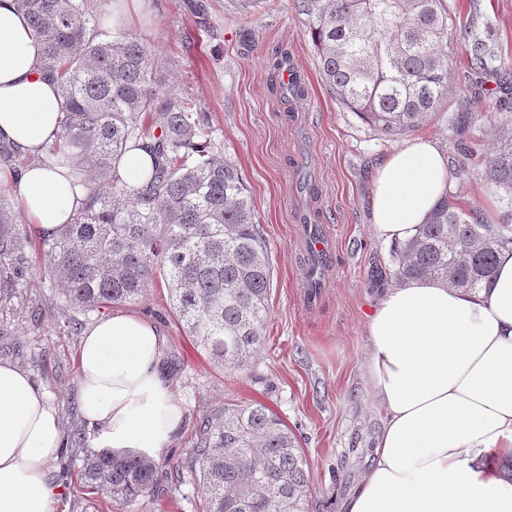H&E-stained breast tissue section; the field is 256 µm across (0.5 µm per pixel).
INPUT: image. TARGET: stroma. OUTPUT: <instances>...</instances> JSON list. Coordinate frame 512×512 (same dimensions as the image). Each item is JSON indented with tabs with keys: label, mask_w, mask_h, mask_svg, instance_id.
<instances>
[{
	"label": "stroma",
	"mask_w": 512,
	"mask_h": 512,
	"mask_svg": "<svg viewBox=\"0 0 512 512\" xmlns=\"http://www.w3.org/2000/svg\"><path fill=\"white\" fill-rule=\"evenodd\" d=\"M453 24L490 35L491 68L473 73L464 50L450 61L448 99L413 131L389 139L342 106L325 84L303 19L291 0H138L124 32L155 52L156 85L193 102L214 131L216 157L240 169L263 228L273 268L265 344L251 367H214L172 313L170 293L156 285L124 313L159 325L163 364L184 420L157 468L160 498L114 502L86 490L78 470L95 433L79 403L78 350L83 329L61 310L39 271V230L27 225L29 264L21 288L0 292V361L29 375L58 412L67 440L50 465L61 483L53 512H202L199 474L184 467L197 418L224 404L259 401L295 434L306 459L312 512H343L346 498L373 463L384 413L365 371L366 320L390 282L391 250L371 224L375 169L405 142L428 137L456 165L461 146L473 155L466 176L450 175L463 206L480 207L488 223L501 216V192L485 177L493 134L506 121L497 102H512V0H445ZM301 82L305 94L290 88ZM325 230L328 264L317 296L306 286L305 229Z\"/></svg>",
	"instance_id": "stroma-1"
}]
</instances>
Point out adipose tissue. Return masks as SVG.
Instances as JSON below:
<instances>
[{
    "mask_svg": "<svg viewBox=\"0 0 512 512\" xmlns=\"http://www.w3.org/2000/svg\"><path fill=\"white\" fill-rule=\"evenodd\" d=\"M62 99L43 46L15 0H0V142L37 161L0 183L18 186L28 223L50 234L87 189L44 157ZM448 160L416 138L386 156L372 181L373 229L412 238L446 188ZM366 371L385 414L374 460L346 512H512V482L490 458L512 455V247L489 288L463 293L419 278L382 289L366 324ZM152 322L117 312L82 336L80 406L96 445L159 459L184 418ZM63 446L57 412L15 364L0 361V512H52L49 465Z\"/></svg>",
    "mask_w": 512,
    "mask_h": 512,
    "instance_id": "ef3b65f1",
    "label": "adipose tissue"
}]
</instances>
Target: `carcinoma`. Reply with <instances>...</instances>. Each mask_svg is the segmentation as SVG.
<instances>
[{
    "instance_id": "obj_1",
    "label": "carcinoma",
    "mask_w": 512,
    "mask_h": 512,
    "mask_svg": "<svg viewBox=\"0 0 512 512\" xmlns=\"http://www.w3.org/2000/svg\"><path fill=\"white\" fill-rule=\"evenodd\" d=\"M43 43L45 71L63 101L60 129L44 148L89 184L61 231L41 235L43 272L63 308L101 312L167 284L172 309L214 362L243 371L262 343L273 269L241 173L213 156L212 130L191 103L154 87L152 52L104 30L89 0H16ZM336 98L394 138L420 126L448 98L444 0H294ZM473 69L491 57L465 40ZM150 149L154 169L129 188L117 163ZM486 177L504 192L496 225L445 192L418 233L391 251L397 283L437 278L466 293L490 285L499 250L512 244V128L495 139ZM23 225L0 195V289L19 287ZM186 464L199 471L203 512H308L309 483L294 434L267 405L226 404L196 421ZM79 474L114 502L155 494L153 461L87 448Z\"/></svg>"
}]
</instances>
